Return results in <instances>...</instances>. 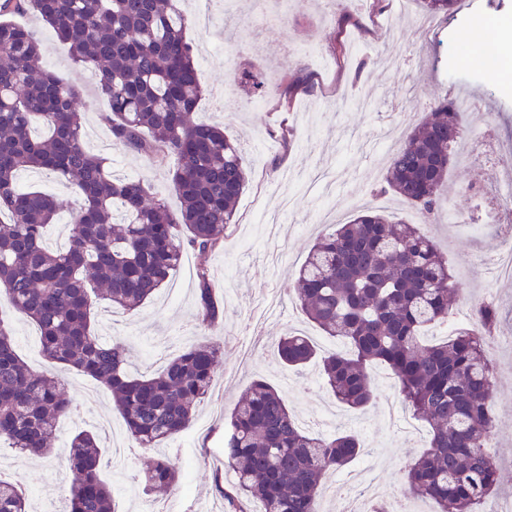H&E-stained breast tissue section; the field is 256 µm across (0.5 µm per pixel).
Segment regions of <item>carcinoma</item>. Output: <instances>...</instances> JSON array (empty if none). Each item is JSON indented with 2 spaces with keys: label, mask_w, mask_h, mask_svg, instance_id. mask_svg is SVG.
<instances>
[{
  "label": "carcinoma",
  "mask_w": 512,
  "mask_h": 512,
  "mask_svg": "<svg viewBox=\"0 0 512 512\" xmlns=\"http://www.w3.org/2000/svg\"><path fill=\"white\" fill-rule=\"evenodd\" d=\"M17 2V13L40 17L68 45L73 62L94 74L112 140L168 166L181 206L171 212L149 183L115 176L107 159L87 149L76 88L42 64L30 27L2 18L0 216L9 221L0 219V296L37 326L46 361L102 384L131 437L153 451L192 426L216 380L224 341L190 343L159 373L135 375L126 343L98 336L95 308L108 301L137 310L191 250L198 259V325L214 327L224 306L210 260L224 249L248 171L224 129L193 119L203 88L186 18L171 0ZM418 2L429 17L460 12V0ZM234 78L267 95L255 65ZM310 80L305 69L287 78L276 89L277 107L290 109ZM37 125L45 136H34ZM465 133L455 101L435 102L392 153L380 191L426 218L444 219L441 188ZM28 167L49 172L82 196L62 249L45 246L57 202L17 187V172ZM293 291L335 349L321 356L308 337L290 334L278 343L282 360L295 368L320 360L330 394L356 411L374 402L372 365H386L404 406L430 428L426 449L405 467L404 494L432 501L437 512H477L499 485L498 464L484 447L495 426L486 339L499 322L497 309H477V333L426 342L425 332L448 323L456 308L458 284L448 257L417 225L372 207L320 236ZM66 385L59 374L27 365L0 317V445L27 456L49 454L59 418L72 411ZM362 451L353 433L304 431L281 392L256 379L224 418V467L235 476L233 485L220 488L224 512H250L253 502L262 512H321L325 477ZM102 464L98 438L76 434L68 457L69 512H120L99 478ZM179 477L170 458L156 456L141 478L142 491L171 488ZM0 512H28L25 490L0 480Z\"/></svg>",
  "instance_id": "obj_1"
}]
</instances>
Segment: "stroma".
<instances>
[{
  "mask_svg": "<svg viewBox=\"0 0 512 512\" xmlns=\"http://www.w3.org/2000/svg\"><path fill=\"white\" fill-rule=\"evenodd\" d=\"M378 16L357 14L346 28H338L334 17L336 0H300L269 16H251L250 0H239L250 27L259 31L249 41H240L224 30V16L213 13L208 26L198 21L197 0H174L188 14L186 36L192 43L204 95L195 118L202 122L223 121L226 132L236 139L248 167L249 184L241 196L234 222L227 231L224 249L211 261L217 292L224 303V317L212 329L201 330L196 320V266L194 254H184L166 285L141 308L127 312L108 303L96 310V326L104 341L116 338L127 343L132 368L154 374L162 370L178 350L191 341L223 338L227 349L214 388L198 407L193 427L165 445L181 476L168 492L155 495L158 508L168 501L183 507L207 504L220 512L223 501L216 495V481L230 483L224 475V416L231 412L254 377H262L286 390V400L304 430L321 434L320 409L329 400L318 364L292 369L279 357L277 343L286 332L308 336L319 351L334 347L333 341L311 323L290 288L316 238L326 225L318 216L336 207L354 216L368 206L382 183L387 156L369 151L365 143L377 139L382 129L409 130L429 106L455 93L477 97L492 119L501 144H512V82L501 74L482 72L469 81H456L467 71L460 60L457 31L486 24V41H493L495 20H512V0H471L466 16L442 21L438 29L423 33L421 10L416 0H385ZM44 45V66L53 70L80 92V108L90 131L88 149L109 158L116 175L149 182L152 190L178 211L180 199L164 169L144 157L115 145L100 121L107 109L95 84L86 82V72L77 68L68 48L48 26L31 15L21 18ZM346 42L353 48L344 63H337L334 46ZM263 66L269 83H278L298 68L311 70L313 92L298 96L290 110L277 108L275 99L258 104L242 87L233 83V72L245 64ZM367 98L368 110L356 102ZM287 124L295 134L291 151H282L270 131ZM479 161L455 164L448 174L443 194L453 210L473 214L479 199L467 186L484 181ZM425 232L435 237L454 269L459 286L458 312H466L471 294L483 291L500 313L499 336L512 337V281L493 277L478 264L479 256L496 244L493 224L482 234L472 228L451 229L447 224H428ZM502 369L495 377V392L505 398L493 406L500 489L512 491V350L496 356ZM381 378L374 384L375 405L365 411L339 408L333 427L357 432L371 448L378 483L395 501L402 487V470L411 457L422 451L427 428L410 410L402 420L411 432L382 425L380 402L397 399L394 386L383 385L389 370L371 368ZM67 393L77 415L62 417L52 452L42 458H23L12 449H0V479L20 483L32 512L54 505L57 512L68 508L71 476L65 466L69 443L79 431L98 434L104 453L122 446L124 465L106 468L102 477L112 489L121 512H139L143 494L139 480L150 461L129 436L123 417L112 405L110 392L75 371L67 372Z\"/></svg>",
  "mask_w": 512,
  "mask_h": 512,
  "instance_id": "35a3bbf8",
  "label": "stroma"
}]
</instances>
